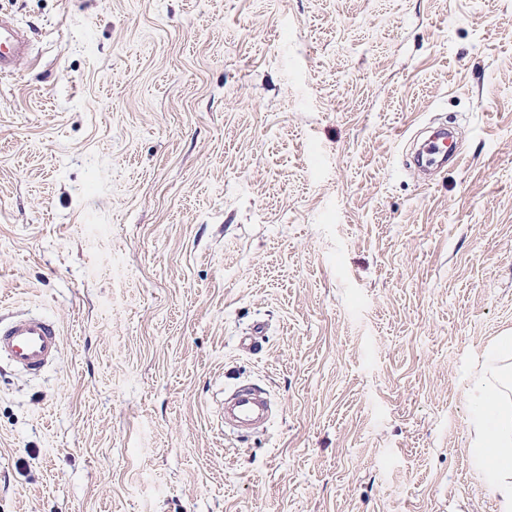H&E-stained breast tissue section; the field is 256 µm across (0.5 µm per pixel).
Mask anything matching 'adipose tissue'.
Instances as JSON below:
<instances>
[{
    "instance_id": "obj_1",
    "label": "adipose tissue",
    "mask_w": 512,
    "mask_h": 512,
    "mask_svg": "<svg viewBox=\"0 0 512 512\" xmlns=\"http://www.w3.org/2000/svg\"><path fill=\"white\" fill-rule=\"evenodd\" d=\"M477 443L488 462L498 512H512V336L489 347L470 392Z\"/></svg>"
}]
</instances>
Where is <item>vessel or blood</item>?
Listing matches in <instances>:
<instances>
[{"label":"vessel or blood","instance_id":"b4317fda","mask_svg":"<svg viewBox=\"0 0 512 512\" xmlns=\"http://www.w3.org/2000/svg\"><path fill=\"white\" fill-rule=\"evenodd\" d=\"M28 32L11 15L0 13V76L16 73L18 60L30 57ZM61 343L58 323L43 314H22L0 322V360L28 375L45 372L55 361ZM272 415L268 394L241 384L225 394L219 418L225 431L242 436L266 429Z\"/></svg>","mask_w":512,"mask_h":512}]
</instances>
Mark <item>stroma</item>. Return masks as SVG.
<instances>
[{
    "label": "stroma",
    "mask_w": 512,
    "mask_h": 512,
    "mask_svg": "<svg viewBox=\"0 0 512 512\" xmlns=\"http://www.w3.org/2000/svg\"><path fill=\"white\" fill-rule=\"evenodd\" d=\"M0 512H497L472 379L512 332V0H0ZM458 131L430 186L404 154ZM267 327L258 348L238 338ZM240 381L275 405L236 438ZM33 45L28 32L11 15L0 13V76L16 73V63L32 55ZM61 343L58 323L39 313L0 322V360L17 371L40 375L55 361ZM272 415L268 394L251 384H241L224 394L219 418L224 431L245 436L265 430Z\"/></svg>",
    "instance_id": "stroma-1"
}]
</instances>
